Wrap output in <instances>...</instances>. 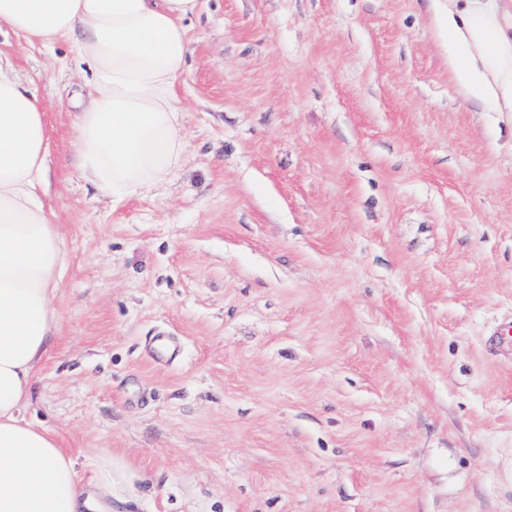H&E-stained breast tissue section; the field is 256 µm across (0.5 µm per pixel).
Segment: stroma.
Listing matches in <instances>:
<instances>
[{"label": "stroma", "instance_id": "obj_1", "mask_svg": "<svg viewBox=\"0 0 512 512\" xmlns=\"http://www.w3.org/2000/svg\"><path fill=\"white\" fill-rule=\"evenodd\" d=\"M447 15L201 0L183 159L118 204L76 162L70 42L0 33L68 257L27 415L140 470L130 512H512V112L465 95Z\"/></svg>", "mask_w": 512, "mask_h": 512}]
</instances>
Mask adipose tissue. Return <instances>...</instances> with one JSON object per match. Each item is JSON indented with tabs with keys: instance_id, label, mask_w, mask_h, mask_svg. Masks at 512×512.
<instances>
[{
	"instance_id": "ef3b65f1",
	"label": "adipose tissue",
	"mask_w": 512,
	"mask_h": 512,
	"mask_svg": "<svg viewBox=\"0 0 512 512\" xmlns=\"http://www.w3.org/2000/svg\"><path fill=\"white\" fill-rule=\"evenodd\" d=\"M448 0L450 66L466 93L512 112V0ZM199 0H0V29L52 48L70 41L92 67L79 107L80 166L113 202L150 192L181 161L177 87L189 53L185 21ZM43 100L0 58V512H108L142 473L100 452L86 474L47 427L29 419L38 371L59 330L67 269L45 188Z\"/></svg>"
}]
</instances>
